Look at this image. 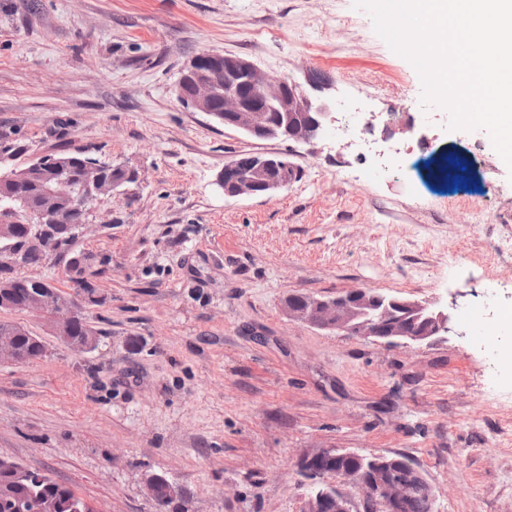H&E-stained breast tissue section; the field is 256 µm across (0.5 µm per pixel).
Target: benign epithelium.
I'll return each mask as SVG.
<instances>
[{
  "label": "benign epithelium",
  "instance_id": "benign-epithelium-1",
  "mask_svg": "<svg viewBox=\"0 0 512 512\" xmlns=\"http://www.w3.org/2000/svg\"><path fill=\"white\" fill-rule=\"evenodd\" d=\"M224 70H210L197 60L189 66L190 82L179 81L181 99L214 122L258 139H283L301 143L317 140L334 120L332 102L313 96L289 77H273L242 57L224 56ZM223 111L212 107L216 97ZM288 158L263 152H242L225 162L218 185L227 197L267 196L282 191L296 179ZM65 192H60V187ZM64 194L65 212L88 214L89 207L107 190L87 175L78 185L44 182L46 199ZM285 305L288 319L336 333L373 338L405 347L430 345L450 332V312L442 307L408 298L357 288L334 298L302 296ZM24 311L48 320L61 340H68L83 315V297L63 301L56 289L43 285L30 290ZM28 358L17 347L15 336L0 333V364H23ZM305 478L316 482L328 474L337 485H317L308 494L306 512H404L413 494L432 489L413 463L391 456H365L338 448H321L302 454L297 461ZM0 473L28 477L30 471L0 456ZM348 484L358 491L353 498L342 490Z\"/></svg>",
  "mask_w": 512,
  "mask_h": 512
}]
</instances>
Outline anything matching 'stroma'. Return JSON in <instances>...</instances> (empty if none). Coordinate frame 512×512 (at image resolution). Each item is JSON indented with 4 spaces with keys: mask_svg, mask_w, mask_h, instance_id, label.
<instances>
[{
    "mask_svg": "<svg viewBox=\"0 0 512 512\" xmlns=\"http://www.w3.org/2000/svg\"><path fill=\"white\" fill-rule=\"evenodd\" d=\"M211 51L331 78L332 132L256 141L184 105L182 70ZM420 95L354 0H0V144L29 147L14 166L83 147L139 173L93 204L77 243L97 272L95 350L0 311L45 346L0 365V456L101 512H155L151 472L190 512H304L303 453L402 454L434 512H512V332L492 347L478 335L512 309V255L495 253L512 236V171L487 132L447 130ZM392 105L412 133H385ZM351 112L374 117L373 150ZM249 151L287 156L297 179L225 196V162ZM446 156L467 162L458 182L434 179ZM353 288L437 302L454 330L404 348L284 313L290 295Z\"/></svg>",
    "mask_w": 512,
    "mask_h": 512,
    "instance_id": "stroma-1",
    "label": "stroma"
}]
</instances>
